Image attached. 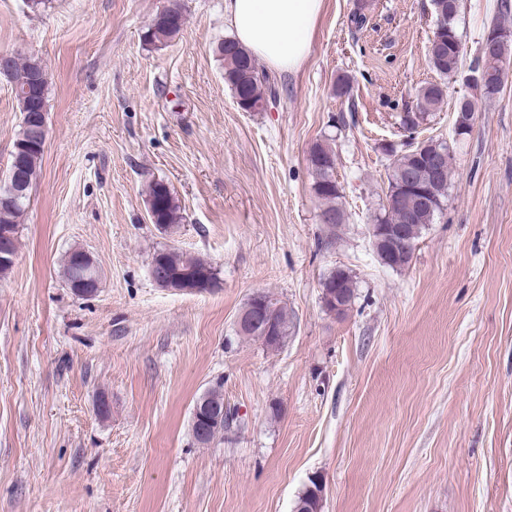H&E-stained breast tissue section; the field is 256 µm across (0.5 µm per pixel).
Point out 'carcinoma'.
<instances>
[{"label": "carcinoma", "instance_id": "carcinoma-1", "mask_svg": "<svg viewBox=\"0 0 512 512\" xmlns=\"http://www.w3.org/2000/svg\"><path fill=\"white\" fill-rule=\"evenodd\" d=\"M433 10L437 16L439 32L435 33V46L428 54L431 67L440 78V82L430 83L419 92L424 106L417 120L409 116L400 117V124L409 126V134L425 120L428 113L435 111L443 101L446 81L454 77L462 66L463 56L459 49L461 41L456 30L457 15L448 13V0H432ZM184 23H177L166 16H156L148 28V37L153 42L163 43L177 36ZM490 29L511 34V38L500 42L499 57L487 62L493 69L495 82L482 90L486 100H492L501 90L502 74L505 63L512 61V4L501 0L498 15L491 22ZM216 53L224 61V82L231 88L236 103L245 112H256L258 107L266 104L268 99L277 95L275 82L266 74H259L256 58L242 45L232 39L220 42ZM41 76L38 85L32 87L35 96L42 104L48 102L49 83L42 63L33 57L17 58L10 80L14 86L29 84L32 75ZM15 143L25 144L27 164L32 173L39 172L43 150L34 141L31 128L21 122ZM438 151L443 152L442 172L438 180L427 182L426 168L429 156ZM309 163L314 174V192L321 202L320 220L329 229L346 221V214L339 202L341 192L334 177L336 154L332 147L324 142L315 144L309 152ZM451 151L447 142L429 139L411 142L401 154L397 155L388 172V189L396 195L395 204L383 207L384 214L375 219L377 224L406 225V239L418 242L423 230L433 223L435 215L443 209L448 196V184L451 179ZM29 197L23 196L14 202L12 208L0 210V230L7 227L19 232L18 224L27 209ZM146 203L151 223L159 229L176 231L184 223L185 216L170 186L163 180L153 181L147 189ZM83 251L74 249L68 253L63 263V279L69 285L74 281L77 267L83 265ZM154 257L161 265L165 278L187 289L190 293L208 292L216 285L217 272L213 264L199 256L168 246L154 252ZM381 262L390 268H401L409 264L412 255L405 250V244L397 241L379 255ZM322 291L327 293L334 289L350 306L355 297L356 282L346 270L330 272L321 280ZM275 321L281 344H286L291 333V321L285 305H279Z\"/></svg>", "mask_w": 512, "mask_h": 512}]
</instances>
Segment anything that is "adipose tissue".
Instances as JSON below:
<instances>
[{
  "instance_id": "1",
  "label": "adipose tissue",
  "mask_w": 512,
  "mask_h": 512,
  "mask_svg": "<svg viewBox=\"0 0 512 512\" xmlns=\"http://www.w3.org/2000/svg\"><path fill=\"white\" fill-rule=\"evenodd\" d=\"M323 0H224L237 41L269 68L296 73L309 55Z\"/></svg>"
}]
</instances>
